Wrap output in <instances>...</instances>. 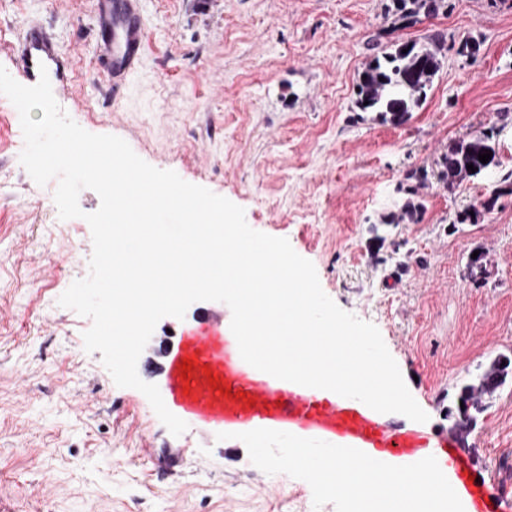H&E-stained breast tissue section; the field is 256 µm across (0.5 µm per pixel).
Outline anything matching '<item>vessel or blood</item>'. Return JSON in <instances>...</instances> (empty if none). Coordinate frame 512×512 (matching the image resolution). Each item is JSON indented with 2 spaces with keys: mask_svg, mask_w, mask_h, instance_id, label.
I'll list each match as a JSON object with an SVG mask.
<instances>
[{
  "mask_svg": "<svg viewBox=\"0 0 512 512\" xmlns=\"http://www.w3.org/2000/svg\"><path fill=\"white\" fill-rule=\"evenodd\" d=\"M94 5L97 66L117 95L142 63L146 17L141 0H94ZM15 55L28 81L38 82L45 73L56 94L68 90L74 63L42 27L22 30ZM186 358L192 359L194 368L185 380L179 362ZM166 373L167 386L180 399V415L221 423L228 433L267 428L317 438L357 448L388 464L432 456L452 475L471 512H512V501L491 492L487 478L478 473L464 431L437 434L389 424L358 400L330 396L261 372L242 360L221 315L204 314L195 328L182 331L178 351L166 357ZM214 377L219 380L215 387L210 384Z\"/></svg>",
  "mask_w": 512,
  "mask_h": 512,
  "instance_id": "1",
  "label": "vessel or blood"
}]
</instances>
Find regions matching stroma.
I'll list each match as a JSON object with an SVG mask.
<instances>
[{"instance_id": "stroma-1", "label": "stroma", "mask_w": 512, "mask_h": 512, "mask_svg": "<svg viewBox=\"0 0 512 512\" xmlns=\"http://www.w3.org/2000/svg\"><path fill=\"white\" fill-rule=\"evenodd\" d=\"M148 37L120 98L92 67L93 0H0V65L23 81L10 43L46 27L80 73L59 106L82 128L124 139L148 164L242 207L254 230L289 240L323 291L376 325L404 381L448 430L457 387L512 357V0H448L401 26L392 0H142ZM443 33L425 101L401 126L355 106L359 72L397 40ZM478 56L459 54L463 37ZM491 133L490 172L447 187L441 155ZM17 109L0 95V499L14 512H336L303 480L254 466L219 425L173 436L147 398L116 386L84 349L92 321L58 299L89 272L85 214L60 219L56 181L21 165ZM425 169L415 195L405 175ZM498 201L476 222L465 211ZM421 221L394 222L409 198ZM482 252L481 281L467 274ZM512 497V375L468 440Z\"/></svg>"}]
</instances>
